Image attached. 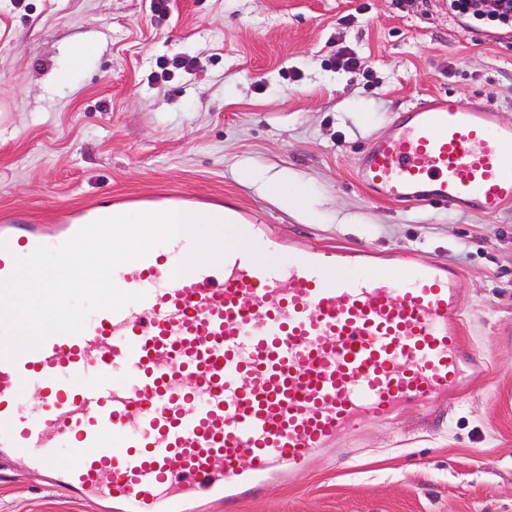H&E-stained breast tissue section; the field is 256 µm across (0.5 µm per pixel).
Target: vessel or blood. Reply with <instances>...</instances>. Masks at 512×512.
Instances as JSON below:
<instances>
[{
  "mask_svg": "<svg viewBox=\"0 0 512 512\" xmlns=\"http://www.w3.org/2000/svg\"><path fill=\"white\" fill-rule=\"evenodd\" d=\"M354 177L374 199L496 216L512 205V122L483 101L423 100L366 139ZM111 214L105 201L69 224L1 222L0 280ZM191 246L178 235L115 268L143 300L0 358L1 466L21 462L94 512H192L201 498L238 512L362 416L435 405L480 363L443 262L403 253L365 272L369 250L325 247L279 261V239L257 233L173 277Z\"/></svg>",
  "mask_w": 512,
  "mask_h": 512,
  "instance_id": "1",
  "label": "vessel or blood"
}]
</instances>
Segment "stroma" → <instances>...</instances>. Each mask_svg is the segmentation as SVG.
I'll use <instances>...</instances> for the list:
<instances>
[{
	"instance_id": "1",
	"label": "stroma",
	"mask_w": 512,
	"mask_h": 512,
	"mask_svg": "<svg viewBox=\"0 0 512 512\" xmlns=\"http://www.w3.org/2000/svg\"><path fill=\"white\" fill-rule=\"evenodd\" d=\"M345 53L362 66H337ZM448 93L512 121V28L472 27L448 0H169L163 13L150 0H0V218L61 224L106 198L176 192L303 246L461 272L484 372L438 415L412 404L340 435L351 457H317L238 512H512V207L402 206L353 174L389 113ZM240 168L287 170L316 221L245 186ZM0 512L90 510L18 464L0 477Z\"/></svg>"
}]
</instances>
